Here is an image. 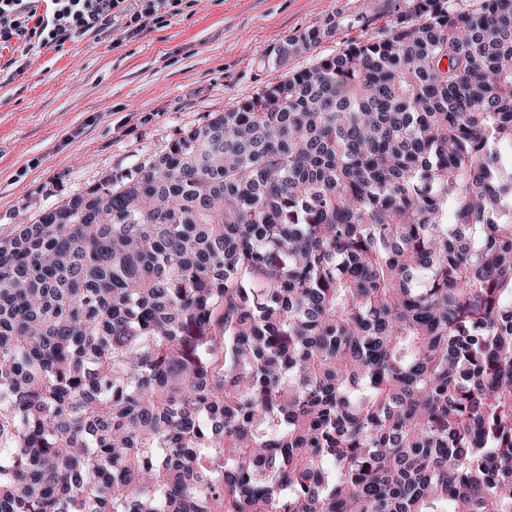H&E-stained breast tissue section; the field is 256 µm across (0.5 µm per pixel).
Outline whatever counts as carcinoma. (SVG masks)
I'll return each instance as SVG.
<instances>
[{
  "label": "carcinoma",
  "mask_w": 512,
  "mask_h": 512,
  "mask_svg": "<svg viewBox=\"0 0 512 512\" xmlns=\"http://www.w3.org/2000/svg\"><path fill=\"white\" fill-rule=\"evenodd\" d=\"M0 512H512V0L0 239Z\"/></svg>",
  "instance_id": "1"
}]
</instances>
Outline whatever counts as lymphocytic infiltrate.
Instances as JSON below:
<instances>
[{
	"instance_id": "lymphocytic-infiltrate-1",
	"label": "lymphocytic infiltrate",
	"mask_w": 512,
	"mask_h": 512,
	"mask_svg": "<svg viewBox=\"0 0 512 512\" xmlns=\"http://www.w3.org/2000/svg\"><path fill=\"white\" fill-rule=\"evenodd\" d=\"M188 6V0H0V51L57 48L111 25L136 37Z\"/></svg>"
}]
</instances>
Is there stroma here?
Returning <instances> with one entry per match:
<instances>
[{
	"instance_id": "obj_1",
	"label": "stroma",
	"mask_w": 512,
	"mask_h": 512,
	"mask_svg": "<svg viewBox=\"0 0 512 512\" xmlns=\"http://www.w3.org/2000/svg\"><path fill=\"white\" fill-rule=\"evenodd\" d=\"M406 0H196L149 33L105 31L0 68V238L49 206L120 179L214 113L343 42L376 36ZM313 50L280 61L289 38ZM321 39L322 36L319 30H311L302 37L288 39V43L283 47L281 54L284 57L300 55L312 50Z\"/></svg>"
}]
</instances>
